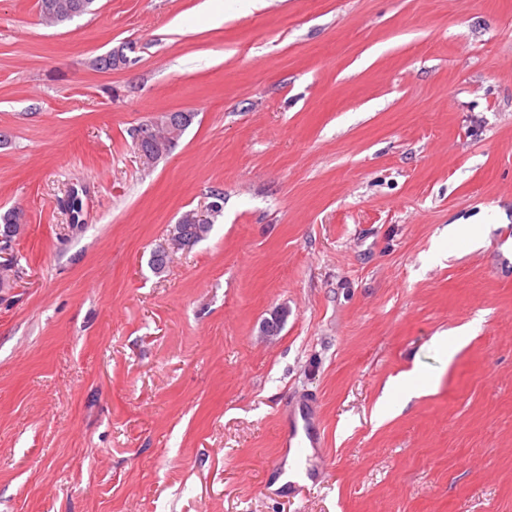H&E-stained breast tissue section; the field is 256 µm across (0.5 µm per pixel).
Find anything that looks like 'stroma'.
Returning a JSON list of instances; mask_svg holds the SVG:
<instances>
[{"label":"stroma","instance_id":"1","mask_svg":"<svg viewBox=\"0 0 512 512\" xmlns=\"http://www.w3.org/2000/svg\"><path fill=\"white\" fill-rule=\"evenodd\" d=\"M202 2L0 0V512H512V0ZM186 110L144 163L132 130ZM303 393L328 459L294 495ZM96 0H38L39 14L43 22L60 25L73 18L92 14ZM222 215V208H217L211 214L210 224H195V213L193 210L185 212L178 220L177 224L170 227L179 233V237L183 240L184 246L188 248L194 246L199 241L203 240L211 231L213 224L217 221L218 217ZM178 226V227H177ZM319 420L314 402L306 399L298 402L288 412V425L281 439V447L299 466L307 448L318 444Z\"/></svg>","mask_w":512,"mask_h":512}]
</instances>
